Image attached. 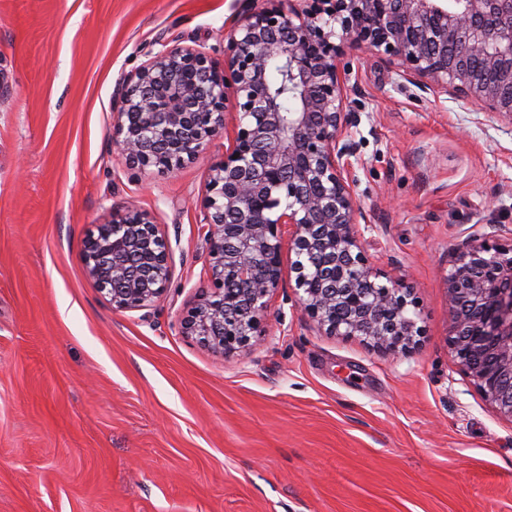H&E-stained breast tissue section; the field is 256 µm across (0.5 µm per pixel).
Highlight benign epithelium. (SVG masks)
Returning <instances> with one entry per match:
<instances>
[{
  "label": "benign epithelium",
  "mask_w": 512,
  "mask_h": 512,
  "mask_svg": "<svg viewBox=\"0 0 512 512\" xmlns=\"http://www.w3.org/2000/svg\"><path fill=\"white\" fill-rule=\"evenodd\" d=\"M351 48L383 55L404 89L451 90L512 118V0H238L223 60L165 44L119 79L112 141L130 164L174 174L224 138L205 184L210 287L181 325L215 352L261 334L287 272L297 304L331 336L390 353L421 335L416 301L398 280L379 281L358 229ZM275 61L288 66V112L271 88ZM81 260L115 311L148 309L171 283V244L135 207L96 225ZM447 292L450 350L512 422V243L469 235Z\"/></svg>",
  "instance_id": "1"
}]
</instances>
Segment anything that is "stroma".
<instances>
[{
	"mask_svg": "<svg viewBox=\"0 0 512 512\" xmlns=\"http://www.w3.org/2000/svg\"><path fill=\"white\" fill-rule=\"evenodd\" d=\"M234 0H0V512H512V422L448 349L446 278L469 234L512 238V122L399 89L351 50L365 252L418 301L382 353L273 296L225 357L183 335L208 245L215 139L175 175L112 143L118 80L168 42L222 58ZM173 251L148 310L113 311L81 254L116 207Z\"/></svg>",
	"mask_w": 512,
	"mask_h": 512,
	"instance_id": "35a3bbf8",
	"label": "stroma"
}]
</instances>
